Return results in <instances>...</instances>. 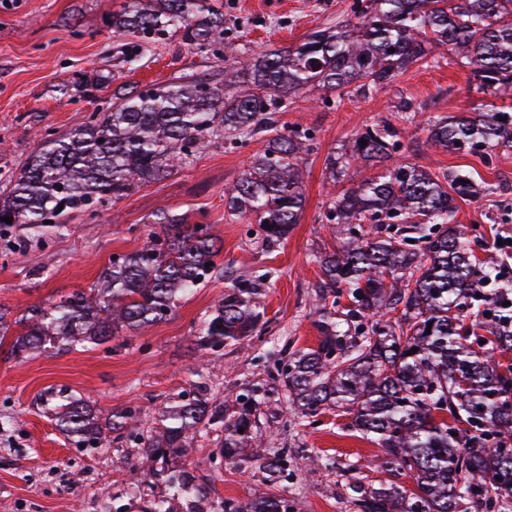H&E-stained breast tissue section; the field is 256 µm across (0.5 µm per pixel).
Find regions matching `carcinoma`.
Returning a JSON list of instances; mask_svg holds the SVG:
<instances>
[{"label": "carcinoma", "instance_id": "carcinoma-1", "mask_svg": "<svg viewBox=\"0 0 512 512\" xmlns=\"http://www.w3.org/2000/svg\"><path fill=\"white\" fill-rule=\"evenodd\" d=\"M358 25L323 29L286 50L248 59L224 47V82H175L148 90H124L109 106L90 113L67 133L44 138L0 191V231L10 225L35 230L44 221L61 229L74 213L95 202L117 201L138 183L163 179L220 138L244 144L256 136L253 155L236 183L224 190V209L260 225L266 240L285 239L306 206L300 165L301 135L277 125L274 113L288 97L325 90L339 97L372 93L408 67L438 63L432 50L449 46L470 67L478 93L512 89V0H358ZM112 28L148 43L182 34L196 52L224 40V12L208 0H120ZM399 129L381 120L356 135L342 151L328 153L325 169L341 182L351 163L384 164L378 176L332 198L329 223L348 225L349 237L319 258L315 293L323 312L318 348L297 351L278 370L291 414L316 418L339 408L352 426L383 448L380 468L412 480L416 491L391 484L356 499L359 512H504L512 500V364L495 352L512 351V329L494 317L480 328L464 325L462 299L480 293L490 272L476 277V258L454 226L457 198L472 195L469 176L432 173L414 164L387 165L400 148ZM367 145H361V142ZM426 143L444 152L512 148V113L481 104L469 117L448 116L428 127ZM63 209H58V206ZM9 216L12 223L2 221ZM405 223L401 238L382 236L380 225ZM139 249L115 256L103 270L104 288L79 290L33 306L14 318L0 306V345L7 357L25 358L49 347L86 348L116 336H134L162 321L181 298L224 272L223 243L209 224H188L163 213ZM373 224L377 235L365 233ZM256 288L233 287L203 321L195 344L202 350L257 333L264 312ZM350 300L345 321L377 317L371 334L344 341L332 317L339 299ZM401 311L395 320L382 317ZM479 345L475 351L469 338ZM59 425L82 448L122 438L132 411L100 415L77 399L60 397ZM233 416L224 402L199 390L166 412L162 429L138 439L139 468L164 479L167 490L146 512H294L286 498L270 494L241 502L212 498L200 465L181 466L192 455V436L213 433L208 455L231 468L250 461L245 445L255 424L257 400L236 399ZM449 414L448 424L439 414ZM286 451L254 460L270 484L282 477Z\"/></svg>", "mask_w": 512, "mask_h": 512}]
</instances>
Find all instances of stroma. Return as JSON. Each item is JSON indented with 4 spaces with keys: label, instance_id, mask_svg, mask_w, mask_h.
Returning a JSON list of instances; mask_svg holds the SVG:
<instances>
[{
    "label": "stroma",
    "instance_id": "obj_1",
    "mask_svg": "<svg viewBox=\"0 0 512 512\" xmlns=\"http://www.w3.org/2000/svg\"><path fill=\"white\" fill-rule=\"evenodd\" d=\"M214 2L224 8V39L198 54L176 35L147 46L113 30L119 0H0V180L19 169L41 134L67 132L111 102L118 88L181 77L219 82L225 44L252 57L292 47L315 30L357 22L353 0ZM438 60L432 68L413 66L365 96L306 91L289 97L287 110L276 115L278 124L308 132L314 144L302 155L306 208L284 240L266 242L258 225L224 213V191L262 150L258 138L243 146L214 140L166 179L143 184L94 213L74 214L63 229L27 241L14 227L0 239V303L16 314L96 284L113 255L143 245L161 213L211 225L224 241L223 276L137 335L17 360L0 356V512H144L149 495L164 494L165 485L135 471V437L166 407L192 397L200 383L230 411L238 395L265 386L250 452L265 457L288 451V469L273 486L249 462L236 470L208 468L216 498L247 502L273 492L293 499L297 512H357L356 488L408 485L407 477L375 466L381 449L352 427L350 416L329 411L317 424L303 425L289 413L273 376L292 352L317 347V258L346 237L345 225L323 219L326 203L342 189L331 182L325 157L376 121L388 119L404 132L394 162L470 175L475 193L458 200L456 223L481 265L500 264L493 241L512 228V151L449 154L426 145L430 121L464 115L482 102L470 87L469 67L454 51L442 47ZM404 92L421 113L416 122L401 117ZM254 283L265 311L262 330L239 343L196 349L201 323L225 291ZM60 395L105 412L131 409L136 419L122 441L79 448L56 426ZM308 456L315 459L309 467Z\"/></svg>",
    "mask_w": 512,
    "mask_h": 512
}]
</instances>
